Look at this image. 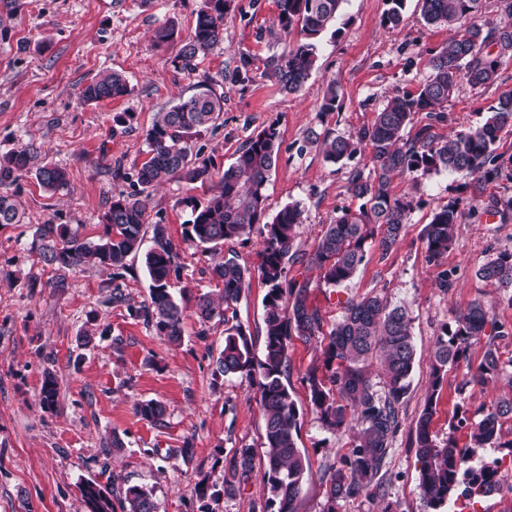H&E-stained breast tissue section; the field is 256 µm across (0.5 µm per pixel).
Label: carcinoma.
Here are the masks:
<instances>
[{
	"mask_svg": "<svg viewBox=\"0 0 512 512\" xmlns=\"http://www.w3.org/2000/svg\"><path fill=\"white\" fill-rule=\"evenodd\" d=\"M233 0H202L190 34L182 41L173 59L174 69L194 74L201 57L224 41V20ZM345 0H276L274 34L288 37L297 32L304 39L288 52L271 55L264 61L261 75L276 82L281 92L295 94L309 79L317 61L318 36L337 18ZM383 23L396 28L402 21L406 0H387ZM482 0H422L425 24L444 26L454 34L439 50L431 52L428 75L414 91H403L386 100L373 124L364 127L357 140L335 136L314 137L321 142L325 158L333 163L353 158L362 149L370 151L372 172L356 169L349 177L348 190L358 199L357 209L344 208L322 229L314 250L295 249L298 229L305 223L300 203L284 205L266 220V187L279 154V132L271 124L250 138L234 161L224 169L218 189L201 202L183 199L190 207L185 238L204 251H217L232 240H247L258 232L263 238L261 262L257 272L233 258L224 259L211 269V277L222 285L219 300L209 294L198 296L196 314L203 321L224 323V348L212 370L213 381L241 376L254 382L260 394L264 421L263 448L266 465L263 481L272 495L276 512H296V502L309 464L298 447L299 409L288 387L290 361L288 347L292 337L306 342L326 341L322 348L326 373L313 369L306 374L310 404L331 431H340L353 418L358 427L357 443L351 454L340 461L329 477V492L323 512H336L341 501L380 491L377 476L392 449L401 426L400 408L408 394L410 375L416 356L411 318L403 306H390L377 295L338 300L341 315L327 326L321 310L309 302V282L289 276V267L306 264L320 271L328 288L346 286L366 259L367 246L377 243L382 255L397 244L408 223L415 202L407 194L391 190L396 173L417 177L454 173L474 181L482 188L503 174L512 177V155L496 153L501 132L512 129V93L503 95L490 108L483 124L459 131L454 138L440 141L433 124L445 119V108L464 78L472 87L492 84L500 66L512 60V24L461 22L475 17ZM252 57L241 53L239 65L212 76L205 73L196 83V92L179 99L166 112H160L146 133L149 158L137 172L139 189L112 197L102 216L104 233L88 240L65 224H42L36 230V250L47 266L77 270L87 262L112 270L114 281L110 301L127 304L130 315L154 327L171 345L181 344L184 308L170 291L171 280L181 277L182 266L176 245L167 227L152 225V245L142 250L146 234V210L141 196L150 188L173 179L188 182L207 180V162L193 158V138L214 126L224 110V98L213 86L229 81L250 80ZM130 88L126 77L116 71L104 73L80 92L83 104L123 97ZM339 108L336 80L327 84L320 112ZM425 113L428 123L410 135L405 131L414 116ZM31 173L50 190L68 184L65 169L45 163L32 147L12 152L0 160V225L20 224L22 215L9 194V188L23 174ZM485 212L505 216L512 212V196L493 197ZM461 212L458 203L436 210L423 230L427 261L435 266L452 245ZM144 253L151 281L150 300L138 307L128 304L119 280L123 279L127 259ZM476 277L499 288H512V252L503 250L475 272ZM266 286L263 299L265 338L262 357H256L251 334L237 320L236 305L253 277ZM512 335L508 324L490 314L480 299L457 313L437 336L432 365L433 381L425 407L415 422L414 445L420 461L419 488L424 512H445L449 502L459 497L475 501L498 493L503 486V459L474 461L477 448H504L512 457V439L503 435L505 421L512 419V397L498 400L492 407L474 412L458 406L449 424L448 438L439 442L430 427L440 385L448 366L469 357L471 347L484 341V352L471 381L485 385L507 371L512 359L504 362L497 341ZM378 361L383 374L379 390L368 375L369 362ZM42 404H58L55 376L48 372L41 388ZM135 414L151 424H162L164 408L156 401L136 405ZM467 430L469 443L461 446L455 433ZM254 451L238 448L231 460L222 488L201 483L198 495L217 503L224 496L239 492L237 478L251 472ZM82 495L88 512H157L153 490L144 486L126 488L115 510L112 493L94 482L83 485Z\"/></svg>",
	"mask_w": 512,
	"mask_h": 512,
	"instance_id": "obj_1",
	"label": "carcinoma"
}]
</instances>
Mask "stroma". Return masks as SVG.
I'll return each instance as SVG.
<instances>
[{
	"label": "stroma",
	"mask_w": 512,
	"mask_h": 512,
	"mask_svg": "<svg viewBox=\"0 0 512 512\" xmlns=\"http://www.w3.org/2000/svg\"><path fill=\"white\" fill-rule=\"evenodd\" d=\"M201 0H0V157L25 145L39 148L48 162L66 170L67 187L50 191L34 177H21L11 188L24 215L20 224L0 227V512H88L81 494L93 481L123 496L127 487L153 489L158 512H201L198 484H219L235 449L253 448L254 469L236 496L222 497L214 512H272L263 482V416L255 385L237 376L212 383L213 363L224 346L221 322L195 315L200 294H218L210 270L216 256L185 241L190 210L183 200H205L246 141L269 125L280 131L277 165L267 185L268 212L300 202L307 220L299 229L297 249L311 251L324 225L341 208H357L348 191L352 169L369 171V151L334 164L325 160L312 134L357 137L373 123L386 96L416 89L427 75L430 51L448 39L442 26L426 25L421 0H407L400 27L384 26L387 0H345L336 21L319 38L315 70L296 94L282 93L274 81L217 85L224 98L214 129L193 148L211 163L202 183L173 180L150 190L148 223L163 222L183 266L172 286L188 316L179 346L172 347L154 328L110 303L112 273L86 264L80 271L43 266L32 249L39 225L66 224L88 238L98 237L101 217L113 196L129 192L147 160L145 136L157 113L195 90L196 76L177 72L173 42L154 46L155 29L175 21L189 33ZM224 22V41L200 65L214 74L238 65L242 52L256 60L287 52L291 40L270 33L274 0H234ZM122 72L130 95L85 105L81 89L107 71ZM339 87L340 109L321 114L328 81ZM512 92V62L497 80L480 89L460 82L449 100L446 119L433 131L444 139L482 124L499 96ZM133 113L129 127L113 117ZM393 193L410 194L418 205L388 255L369 247L354 279L331 294L317 270L294 265L292 276L309 279V300L327 321L340 315L338 298L366 295L404 305L413 318L417 348L410 389L401 407V427L386 466L379 474L383 498L360 497L340 503L337 512H380L391 502L395 512H423L420 464L412 446L415 421L432 382L431 351L446 322L475 298L493 306L498 319L512 322V288L480 281L476 269L493 254L512 250V214L485 213L490 197L512 195V180L500 178L473 196L468 181L442 173L394 177ZM459 202L462 218L455 244L444 259L455 272L452 288L437 286V270L427 264L422 229L433 212ZM63 287H56V280ZM267 289L252 281L236 306L237 319L252 337L255 351L264 346L262 300ZM91 333L88 347L78 345ZM289 385L300 416L298 445L310 472L297 500V512H322L327 496L323 471L339 463L354 446V429L333 433L309 405L307 372L322 368L318 343L293 339ZM483 355L473 345L469 358L449 367L441 387L431 430L448 435L456 405L490 407L512 393L500 378L487 385L463 386L468 371ZM58 382L56 409L41 403L45 373ZM154 400L165 409L162 424L140 419L134 406ZM125 444L115 453L107 443ZM191 446L190 457L179 453Z\"/></svg>",
	"instance_id": "stroma-1"
}]
</instances>
